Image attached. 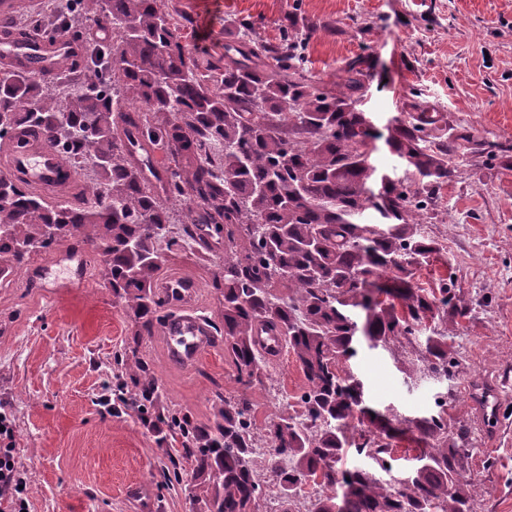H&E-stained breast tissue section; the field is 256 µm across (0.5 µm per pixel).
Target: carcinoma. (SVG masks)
Returning a JSON list of instances; mask_svg holds the SVG:
<instances>
[{"label":"carcinoma","mask_w":512,"mask_h":512,"mask_svg":"<svg viewBox=\"0 0 512 512\" xmlns=\"http://www.w3.org/2000/svg\"><path fill=\"white\" fill-rule=\"evenodd\" d=\"M110 23L115 41L97 44L80 66L64 100L45 88L34 68L0 72V138L24 123L81 168L96 167L93 187L62 205L27 185L0 176V276L32 257L75 240L101 257L102 280L138 326L151 333L165 301L154 287L164 251L182 247L199 224L224 225V259L213 287L224 324V356L245 389L261 385L270 359L256 336H281L304 374L302 413L284 409L260 435L245 397L218 396L213 423L156 413L151 369L126 367L130 382L113 392L165 442L182 438L191 479L170 460L165 484L183 491L203 512H252L266 486L252 467L258 444L289 461L280 471L283 512L301 485L320 491L308 512H472L477 485L466 479L473 450L470 430L448 429L441 414L400 418L369 405L362 381L341 364L356 356L357 334L377 346L412 343L426 333L420 361L425 377L452 378L448 325L472 309L446 288L415 287L416 272L439 251L421 227L430 223L453 163L467 154L505 157L506 148L466 132L439 133L437 112L409 114L386 138L406 162V176L385 187L384 200L367 196L376 172L370 144L378 134L360 108L370 55L345 62L339 89L305 68L308 35L296 11L279 19L271 44L245 20L228 33L224 70L203 64L182 44L158 0H66L59 27L72 30L69 12ZM165 145L167 164L153 172L150 153L137 155L131 135ZM184 204L187 212L176 206ZM386 211L382 231L366 211ZM368 311L358 324L354 310ZM424 445L408 482L381 480L391 471L392 441ZM369 460L338 468L346 449Z\"/></svg>","instance_id":"obj_1"}]
</instances>
